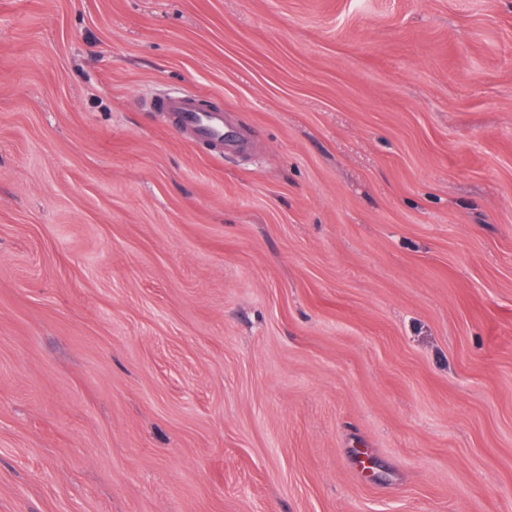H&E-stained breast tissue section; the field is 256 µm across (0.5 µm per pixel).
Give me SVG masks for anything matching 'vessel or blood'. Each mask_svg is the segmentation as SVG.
Returning a JSON list of instances; mask_svg holds the SVG:
<instances>
[{"label":"vessel or blood","mask_w":512,"mask_h":512,"mask_svg":"<svg viewBox=\"0 0 512 512\" xmlns=\"http://www.w3.org/2000/svg\"><path fill=\"white\" fill-rule=\"evenodd\" d=\"M152 111L166 113L173 128L218 154H231L244 145L236 126L222 106L202 107L185 94H161L152 99Z\"/></svg>","instance_id":"b4317fda"}]
</instances>
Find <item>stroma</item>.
<instances>
[{"label": "stroma", "mask_w": 512, "mask_h": 512, "mask_svg": "<svg viewBox=\"0 0 512 512\" xmlns=\"http://www.w3.org/2000/svg\"><path fill=\"white\" fill-rule=\"evenodd\" d=\"M0 512H512V0H0ZM150 108L166 113L176 131L212 147L220 156L233 154L244 145L237 127L221 105L204 108L190 95L161 94L152 99Z\"/></svg>", "instance_id": "stroma-1"}]
</instances>
